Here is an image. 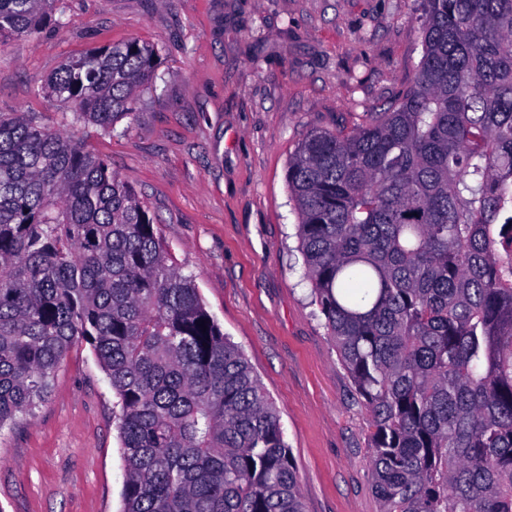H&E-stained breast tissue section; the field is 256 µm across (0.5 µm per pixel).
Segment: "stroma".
Returning <instances> with one entry per match:
<instances>
[{
	"label": "stroma",
	"instance_id": "obj_1",
	"mask_svg": "<svg viewBox=\"0 0 512 512\" xmlns=\"http://www.w3.org/2000/svg\"><path fill=\"white\" fill-rule=\"evenodd\" d=\"M422 0H60L0 38V113L107 158L276 404L304 512H380L369 417L311 302L288 159L312 130L398 103L422 55ZM159 51L130 124L107 134L40 92L86 50ZM117 399L74 345L46 400L0 429V512H121Z\"/></svg>",
	"mask_w": 512,
	"mask_h": 512
}]
</instances>
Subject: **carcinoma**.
<instances>
[{"label":"carcinoma","instance_id":"obj_1","mask_svg":"<svg viewBox=\"0 0 512 512\" xmlns=\"http://www.w3.org/2000/svg\"><path fill=\"white\" fill-rule=\"evenodd\" d=\"M57 0H0V37ZM402 101L288 160L312 297L369 415L381 512H512V0H424ZM138 40L42 92L114 132L155 77ZM106 159L0 116V428L78 342L117 397L122 512H304L279 415Z\"/></svg>","mask_w":512,"mask_h":512}]
</instances>
